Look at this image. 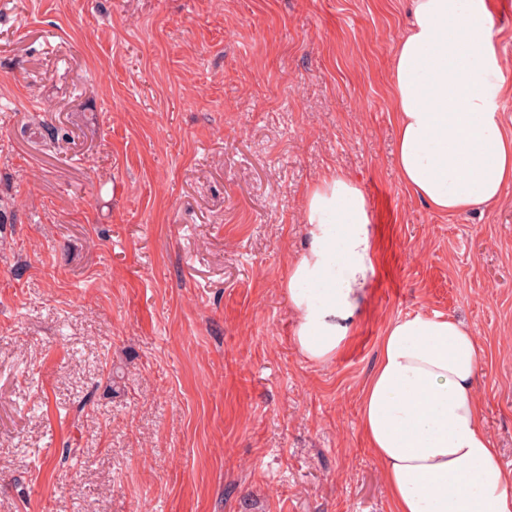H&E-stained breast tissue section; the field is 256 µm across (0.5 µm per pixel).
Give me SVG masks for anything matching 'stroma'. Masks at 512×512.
Returning a JSON list of instances; mask_svg holds the SVG:
<instances>
[{
	"label": "stroma",
	"instance_id": "stroma-1",
	"mask_svg": "<svg viewBox=\"0 0 512 512\" xmlns=\"http://www.w3.org/2000/svg\"><path fill=\"white\" fill-rule=\"evenodd\" d=\"M406 25L407 0H0V512H392L361 392L416 313L472 329L512 468V188L448 215L401 181ZM331 171L376 262L320 365L285 284Z\"/></svg>",
	"mask_w": 512,
	"mask_h": 512
}]
</instances>
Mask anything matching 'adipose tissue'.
I'll return each instance as SVG.
<instances>
[{"label":"adipose tissue","mask_w":512,"mask_h":512,"mask_svg":"<svg viewBox=\"0 0 512 512\" xmlns=\"http://www.w3.org/2000/svg\"><path fill=\"white\" fill-rule=\"evenodd\" d=\"M392 60L396 166L431 210L498 203L512 187L501 124L505 60L491 0H409ZM307 248L288 266L298 352L316 364L345 346L375 270L371 207L353 179L325 174L304 200ZM472 330L440 314L387 327L361 398V425L392 512H512V469L493 448L475 393Z\"/></svg>","instance_id":"adipose-tissue-1"}]
</instances>
